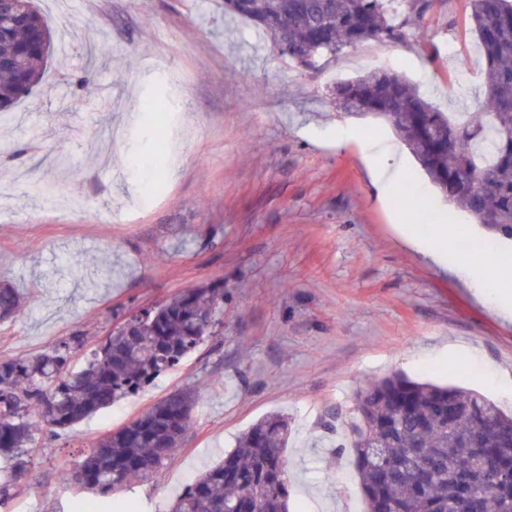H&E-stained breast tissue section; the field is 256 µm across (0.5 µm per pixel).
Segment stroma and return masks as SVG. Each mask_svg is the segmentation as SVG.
I'll use <instances>...</instances> for the list:
<instances>
[{
	"instance_id": "1",
	"label": "stroma",
	"mask_w": 512,
	"mask_h": 512,
	"mask_svg": "<svg viewBox=\"0 0 512 512\" xmlns=\"http://www.w3.org/2000/svg\"><path fill=\"white\" fill-rule=\"evenodd\" d=\"M54 30L40 98L0 121V279L28 297L0 321V359L77 336L82 362L117 326L182 289L224 284L214 336L143 393L68 431L38 426L13 512H71L97 494L60 490V472L98 439L189 385L201 396L172 461L109 495L166 512L195 476L273 412L290 435L289 512H363L339 434L356 394L400 373L478 391L512 411V320L496 284L467 277L445 202L415 159L381 194L375 168L398 137L346 116L339 83L389 69L449 115L483 100L485 65L467 0H433L399 41L370 40L305 69L224 0H36ZM91 74L88 87L76 84ZM174 160L148 188L140 104ZM351 139L337 140L339 129ZM444 246L438 264L404 246L399 225Z\"/></svg>"
}]
</instances>
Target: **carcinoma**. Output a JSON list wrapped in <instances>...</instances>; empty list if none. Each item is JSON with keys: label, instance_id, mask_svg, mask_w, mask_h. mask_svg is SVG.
<instances>
[{"label": "carcinoma", "instance_id": "1", "mask_svg": "<svg viewBox=\"0 0 512 512\" xmlns=\"http://www.w3.org/2000/svg\"><path fill=\"white\" fill-rule=\"evenodd\" d=\"M485 62V98L468 119L439 111L402 74L376 72L345 82L336 106L383 120L404 141L433 186L475 224L512 239V0H467ZM431 0H224V12L249 21L288 58L316 68L359 43L396 40ZM0 112L32 95L47 65V18L0 0ZM25 296L0 282V321L20 316ZM224 289L186 288L143 311L145 325L124 323L92 350L83 367L70 347L0 360V505L31 464L39 414L70 429L180 363L213 334ZM197 387L176 391L140 418L100 439L61 478L105 495L147 477L183 443ZM368 429L350 440L364 512H512V415L465 388L399 374L357 394ZM288 415L274 412L238 446L187 486L169 512H288Z\"/></svg>", "mask_w": 512, "mask_h": 512}]
</instances>
